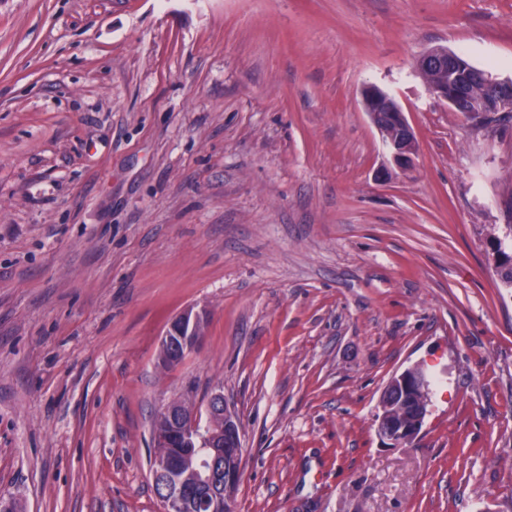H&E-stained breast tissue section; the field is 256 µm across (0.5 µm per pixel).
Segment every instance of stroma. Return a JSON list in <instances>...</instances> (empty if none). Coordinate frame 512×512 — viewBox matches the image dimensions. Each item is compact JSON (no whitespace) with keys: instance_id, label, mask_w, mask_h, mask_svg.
<instances>
[{"instance_id":"stroma-1","label":"stroma","mask_w":512,"mask_h":512,"mask_svg":"<svg viewBox=\"0 0 512 512\" xmlns=\"http://www.w3.org/2000/svg\"><path fill=\"white\" fill-rule=\"evenodd\" d=\"M435 45L512 78V0H0V499L163 512L154 421L219 387L234 512H512V120L439 102ZM370 84L419 142L388 178ZM209 313L205 308L189 306L183 309L167 326L160 342L162 361L170 366L179 363L173 358L180 349L186 355L198 344L199 329L207 321ZM431 381L419 366L394 375L380 396L381 414L377 417V433L388 448L411 444L420 435L429 412ZM400 406L404 417L396 421L391 410Z\"/></svg>"}]
</instances>
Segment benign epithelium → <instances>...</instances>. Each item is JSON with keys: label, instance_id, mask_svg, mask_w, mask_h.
<instances>
[{"label": "benign epithelium", "instance_id": "7a95c632", "mask_svg": "<svg viewBox=\"0 0 512 512\" xmlns=\"http://www.w3.org/2000/svg\"><path fill=\"white\" fill-rule=\"evenodd\" d=\"M417 68L439 73L441 80L431 85L430 90L455 112L467 117L489 112L495 119L512 115V80L469 66L460 53L445 46L429 48L418 58ZM460 75L483 83L489 96L479 100L464 96L462 82L458 80ZM362 99L364 110L395 166L401 170L411 167L419 142L405 112L394 98L373 85L363 89ZM208 317L206 309L189 306L168 324L160 342L161 358L166 365L177 363L176 350L187 354L197 346L199 329ZM430 385L428 375L419 366L394 375L385 385L380 396L377 433L386 447L407 445L419 437L429 412ZM397 406L404 410V417L399 421L391 413ZM206 412L207 424L202 426L197 410L183 399H174L159 415L166 425L154 432V447L165 448L176 439L186 448H206L210 452L207 494L195 502L185 487L187 477L201 472L195 461L189 458L179 462L167 458L156 461L152 481L160 486L165 512H233V496L242 478V423L227 405L220 388L211 392ZM216 416L221 423H215Z\"/></svg>", "mask_w": 512, "mask_h": 512}]
</instances>
